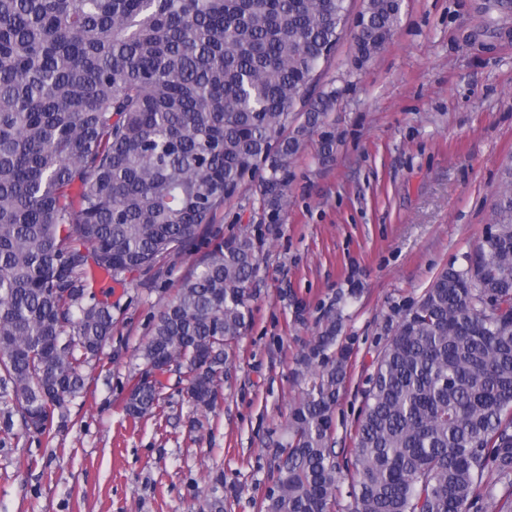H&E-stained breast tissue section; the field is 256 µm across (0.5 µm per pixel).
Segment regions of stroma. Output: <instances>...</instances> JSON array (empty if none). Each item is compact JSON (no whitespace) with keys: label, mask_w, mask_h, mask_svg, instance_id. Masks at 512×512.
Segmentation results:
<instances>
[{"label":"stroma","mask_w":512,"mask_h":512,"mask_svg":"<svg viewBox=\"0 0 512 512\" xmlns=\"http://www.w3.org/2000/svg\"><path fill=\"white\" fill-rule=\"evenodd\" d=\"M485 0H404L401 23L364 67L352 37L325 89L328 128L293 160L283 221H264L250 179L208 229L262 246L251 321L218 400L200 413L164 376L165 402L134 420L124 402L146 365L154 317L204 253L196 246L111 291L112 338L89 365L87 392L51 435L0 422V512H262L290 440L289 409L312 385L302 358L328 325L347 353L335 448L348 458L375 362L403 312L485 236L512 176V12Z\"/></svg>","instance_id":"1"}]
</instances>
